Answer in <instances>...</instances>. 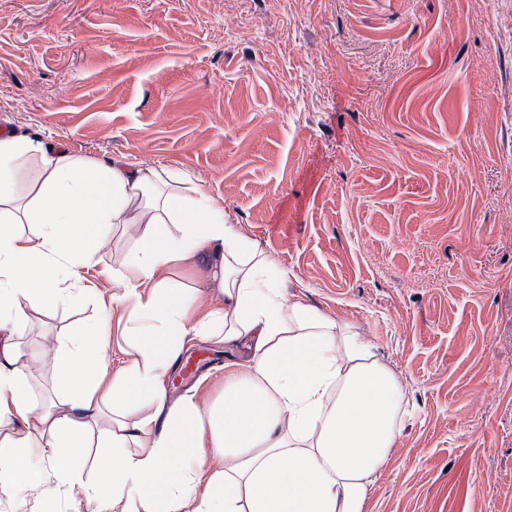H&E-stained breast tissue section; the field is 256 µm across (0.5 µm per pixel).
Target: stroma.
I'll use <instances>...</instances> for the list:
<instances>
[{"label": "stroma", "instance_id": "35a3bbf8", "mask_svg": "<svg viewBox=\"0 0 512 512\" xmlns=\"http://www.w3.org/2000/svg\"><path fill=\"white\" fill-rule=\"evenodd\" d=\"M222 199L284 299L355 326L404 415L366 512H512V0H0V125ZM123 234L84 269L111 318ZM92 313L30 309L18 343ZM170 393L205 404L230 353ZM0 498V512H93Z\"/></svg>", "mask_w": 512, "mask_h": 512}]
</instances>
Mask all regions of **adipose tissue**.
<instances>
[{"mask_svg":"<svg viewBox=\"0 0 512 512\" xmlns=\"http://www.w3.org/2000/svg\"><path fill=\"white\" fill-rule=\"evenodd\" d=\"M118 228L138 236L112 271L134 355L102 388L110 317L98 310L43 347L57 391L35 400L26 386L35 362L14 339L30 308L94 301L80 272L100 263ZM200 254L222 306L205 308L201 287L159 276ZM191 334L247 344L248 354L225 363L219 396L171 407L164 429L150 415L128 420L131 408L166 401ZM403 412L399 382L371 344L285 300L272 259L235 234L223 200L184 198L178 179L154 169L0 137V419L14 426L0 439V494L78 497L98 512L113 500L141 512H365ZM214 458L223 469L209 471Z\"/></svg>","mask_w":512,"mask_h":512,"instance_id":"adipose-tissue-1","label":"adipose tissue"}]
</instances>
